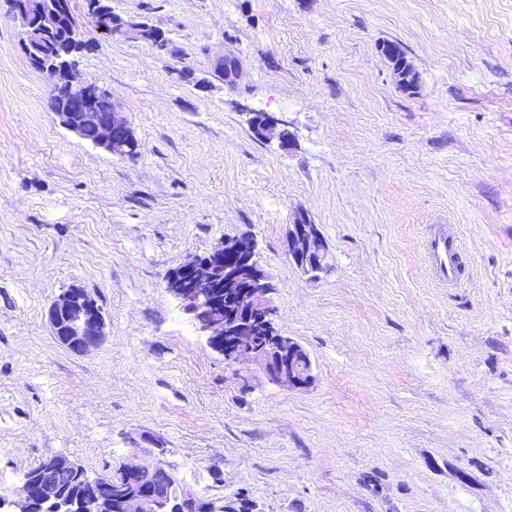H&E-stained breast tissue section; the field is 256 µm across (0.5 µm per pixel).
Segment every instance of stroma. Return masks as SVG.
<instances>
[{"label": "stroma", "instance_id": "obj_1", "mask_svg": "<svg viewBox=\"0 0 512 512\" xmlns=\"http://www.w3.org/2000/svg\"><path fill=\"white\" fill-rule=\"evenodd\" d=\"M110 4L172 43L104 37L71 0L78 70L111 91L132 159L59 124L0 0V501L50 458L110 475L161 448L217 506L512 512V0ZM227 50L233 87L210 73ZM258 111L289 145L253 133ZM303 216L330 250L315 281L285 251ZM432 224L465 253L458 287L425 262ZM239 236L275 286L276 328L311 357L308 388L225 361L165 288ZM73 284L105 318L83 355L47 319Z\"/></svg>", "mask_w": 512, "mask_h": 512}]
</instances>
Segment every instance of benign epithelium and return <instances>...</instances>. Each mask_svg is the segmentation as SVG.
Segmentation results:
<instances>
[{
  "instance_id": "1",
  "label": "benign epithelium",
  "mask_w": 512,
  "mask_h": 512,
  "mask_svg": "<svg viewBox=\"0 0 512 512\" xmlns=\"http://www.w3.org/2000/svg\"><path fill=\"white\" fill-rule=\"evenodd\" d=\"M87 13L97 17L112 37L139 40L142 22L126 20L100 8L98 0L86 2ZM13 19L22 29L20 48L29 56L44 36L56 31L58 19L67 18L69 40L61 52L65 60L48 64L38 59L41 72L57 78L56 85H68L73 100L56 112L59 124L79 138L94 132L92 144L110 154L126 153L136 144L132 128L117 116L114 108L102 112L95 108L94 97L104 91L98 83L75 80L78 57L85 50L80 39L77 18L64 0H16L11 5ZM240 62L233 52L216 56L211 72L232 87L239 78ZM279 119L268 114L257 131L261 137L278 136L288 142L284 132L277 131ZM289 260L312 279L327 268L328 245L318 225L305 217L289 225L286 237ZM168 292L194 314L199 332L207 336L211 348L229 362L243 358L257 365L268 380L276 385L303 389L313 384L312 362L291 337L274 326L275 309L268 295L274 284L255 259V243L249 237L226 239L204 256H195L171 271L165 280ZM48 320L57 341L75 354H86L100 345L105 336L101 309L84 289L71 286L51 304ZM166 468L161 460L141 459L123 465L124 485L118 495L102 491L101 479L75 470L85 477L78 500L69 499L67 491L56 481L58 470L68 464L56 459L48 462L27 482L13 506L30 512L29 503L37 499L40 512H112V499L121 502L123 512H163V498L139 487L137 477L148 464Z\"/></svg>"
}]
</instances>
